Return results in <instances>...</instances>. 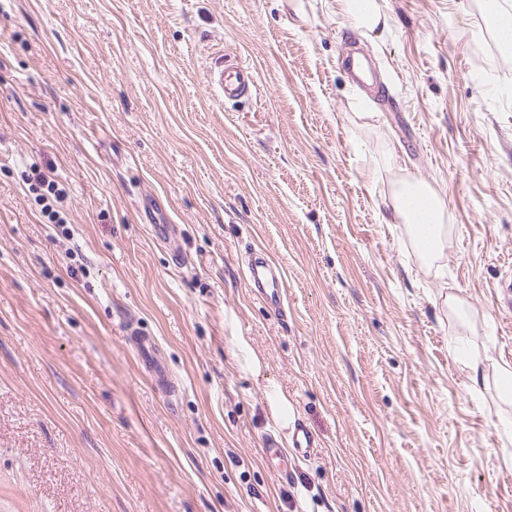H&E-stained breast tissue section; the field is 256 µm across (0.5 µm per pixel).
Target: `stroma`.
I'll use <instances>...</instances> for the list:
<instances>
[{
    "mask_svg": "<svg viewBox=\"0 0 512 512\" xmlns=\"http://www.w3.org/2000/svg\"><path fill=\"white\" fill-rule=\"evenodd\" d=\"M378 3L379 35L339 0H0V512H512V54L478 66L480 0ZM352 41L384 92L346 78ZM226 53L251 99L209 89ZM404 175L445 200L430 265L383 218ZM248 247L284 269V316ZM280 396L319 443L286 484L263 452ZM31 175H27V181H29V190L40 191L41 189L49 194H38V197L42 201H47L42 207V211L47 214L48 220L52 224H66V220L64 216H61V213L53 208V204L50 201L49 197L53 202L59 203L61 199H63L66 195V191L63 187H59V182L55 179V176L52 173H46L40 170L36 166H32L30 168ZM140 217L145 224H151V229L156 238L167 240L169 243L176 240V226L173 224H160L157 219V212L150 203L144 204ZM245 277L248 288L274 315H282L283 299L287 288L282 267L274 264L262 250H252L246 262Z\"/></svg>",
    "mask_w": 512,
    "mask_h": 512,
    "instance_id": "35a3bbf8",
    "label": "stroma"
}]
</instances>
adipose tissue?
Segmentation results:
<instances>
[{"label":"adipose tissue","mask_w":512,"mask_h":512,"mask_svg":"<svg viewBox=\"0 0 512 512\" xmlns=\"http://www.w3.org/2000/svg\"><path fill=\"white\" fill-rule=\"evenodd\" d=\"M393 215L406 224L419 256L433 263L444 249L448 221L444 201L430 184L414 177L401 179L389 196Z\"/></svg>","instance_id":"1"}]
</instances>
